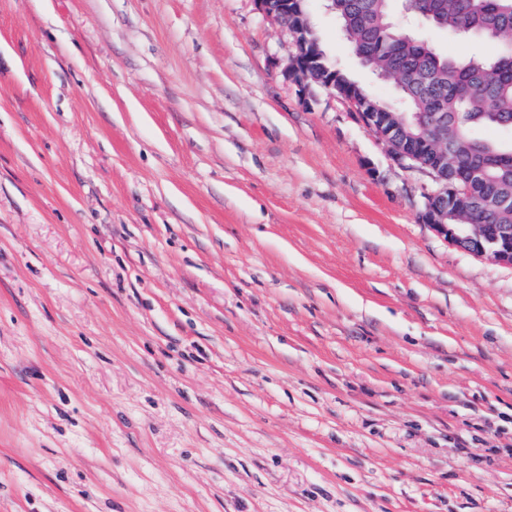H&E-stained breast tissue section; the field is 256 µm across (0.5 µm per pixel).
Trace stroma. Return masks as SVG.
<instances>
[{"instance_id": "stroma-1", "label": "stroma", "mask_w": 512, "mask_h": 512, "mask_svg": "<svg viewBox=\"0 0 512 512\" xmlns=\"http://www.w3.org/2000/svg\"><path fill=\"white\" fill-rule=\"evenodd\" d=\"M291 50L255 0H0V512H512V268Z\"/></svg>"}]
</instances>
